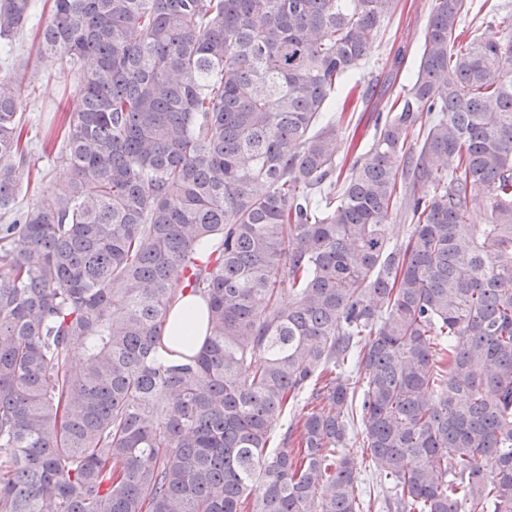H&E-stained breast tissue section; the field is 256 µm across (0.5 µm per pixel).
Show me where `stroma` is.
Masks as SVG:
<instances>
[{
    "label": "stroma",
    "mask_w": 512,
    "mask_h": 512,
    "mask_svg": "<svg viewBox=\"0 0 512 512\" xmlns=\"http://www.w3.org/2000/svg\"><path fill=\"white\" fill-rule=\"evenodd\" d=\"M433 8V0H399L384 36L377 38L361 66L350 74L338 88L331 106L332 112L346 111L361 114L356 127L342 133L338 141V159L353 162L370 143L374 133V118L385 111L402 91L400 84L386 85L396 56H403L402 71L412 69L417 59L424 30ZM47 65H40L39 78L31 93L24 98L21 110L25 120L22 141L31 152V160L40 171L37 182L21 194L20 206H27L37 196L51 192L68 177L65 165L43 154L40 146L46 132L44 112L47 106L68 109L71 93L48 77Z\"/></svg>",
    "instance_id": "obj_1"
}]
</instances>
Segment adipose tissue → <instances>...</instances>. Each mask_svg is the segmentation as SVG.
<instances>
[{"instance_id":"1","label":"adipose tissue","mask_w":512,"mask_h":512,"mask_svg":"<svg viewBox=\"0 0 512 512\" xmlns=\"http://www.w3.org/2000/svg\"><path fill=\"white\" fill-rule=\"evenodd\" d=\"M207 303L188 294L171 308L164 323L159 347L162 361H172L174 353L192 355L200 349L206 335Z\"/></svg>"}]
</instances>
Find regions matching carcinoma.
I'll use <instances>...</instances> for the list:
<instances>
[{
    "instance_id": "obj_1",
    "label": "carcinoma",
    "mask_w": 512,
    "mask_h": 512,
    "mask_svg": "<svg viewBox=\"0 0 512 512\" xmlns=\"http://www.w3.org/2000/svg\"><path fill=\"white\" fill-rule=\"evenodd\" d=\"M466 2L346 168L325 110L397 0H53L70 177L24 209L36 72L0 78V512H512V36L460 42ZM188 293L205 344L160 362ZM364 435L362 428L358 422L355 421V425L350 429L348 435V443L346 451L349 452L358 463L359 479L357 492H363L369 490V487L373 494V485L377 491L379 488V476L375 465L369 460L365 459L366 449L363 446ZM364 456V459L362 458Z\"/></svg>"
}]
</instances>
